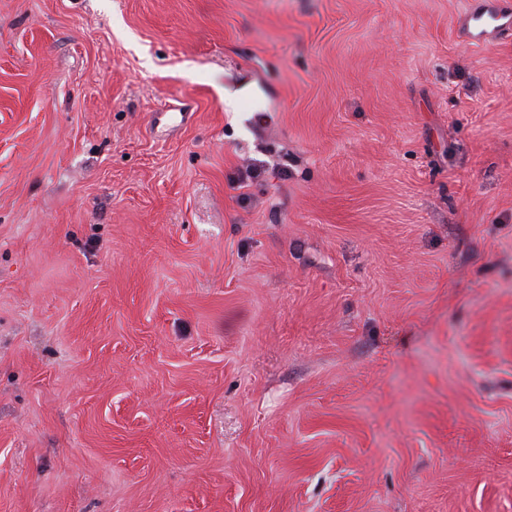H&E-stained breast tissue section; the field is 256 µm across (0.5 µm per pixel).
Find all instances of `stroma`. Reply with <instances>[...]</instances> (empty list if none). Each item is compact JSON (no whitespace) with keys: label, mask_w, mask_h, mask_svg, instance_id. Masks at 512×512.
I'll use <instances>...</instances> for the list:
<instances>
[{"label":"stroma","mask_w":512,"mask_h":512,"mask_svg":"<svg viewBox=\"0 0 512 512\" xmlns=\"http://www.w3.org/2000/svg\"><path fill=\"white\" fill-rule=\"evenodd\" d=\"M467 2L0 0V512H512Z\"/></svg>","instance_id":"obj_1"}]
</instances>
